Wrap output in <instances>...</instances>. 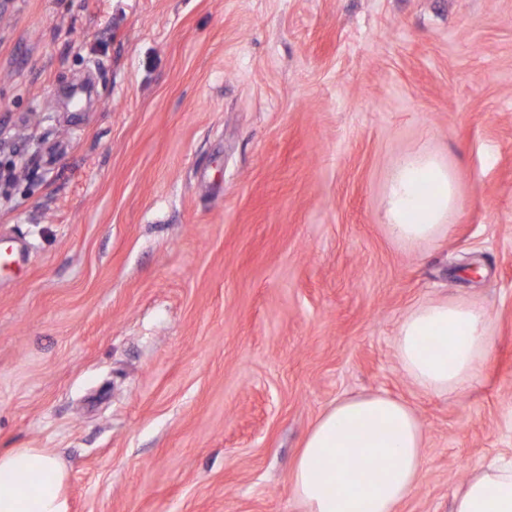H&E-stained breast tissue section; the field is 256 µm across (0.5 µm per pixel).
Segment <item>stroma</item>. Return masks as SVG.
I'll return each instance as SVG.
<instances>
[{"label":"stroma","instance_id":"35a3bbf8","mask_svg":"<svg viewBox=\"0 0 512 512\" xmlns=\"http://www.w3.org/2000/svg\"><path fill=\"white\" fill-rule=\"evenodd\" d=\"M420 149L463 209L409 248L380 215ZM6 169L0 449L58 456L70 512H302L301 442L360 392L427 433L399 512L512 458V0H0ZM447 297L492 338L439 396L394 336Z\"/></svg>","mask_w":512,"mask_h":512}]
</instances>
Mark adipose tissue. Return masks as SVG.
Returning a JSON list of instances; mask_svg holds the SVG:
<instances>
[{"label":"adipose tissue","mask_w":512,"mask_h":512,"mask_svg":"<svg viewBox=\"0 0 512 512\" xmlns=\"http://www.w3.org/2000/svg\"><path fill=\"white\" fill-rule=\"evenodd\" d=\"M463 202L457 175L426 151L401 158L388 181L385 230L417 246L448 232ZM491 316L466 301L426 302L401 320L395 351L426 392L458 393L488 357ZM426 431L407 401L378 391L336 401L313 423L290 472L303 512H397L426 472ZM44 475L41 483L32 474ZM68 472L41 448L0 452V512H69ZM452 512H512V464L474 468Z\"/></svg>","instance_id":"1"}]
</instances>
